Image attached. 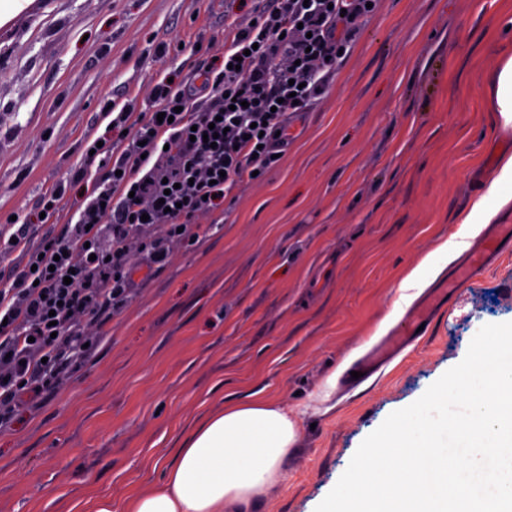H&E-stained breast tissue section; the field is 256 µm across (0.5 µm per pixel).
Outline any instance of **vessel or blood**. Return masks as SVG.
Returning <instances> with one entry per match:
<instances>
[{"label": "vessel or blood", "instance_id": "obj_1", "mask_svg": "<svg viewBox=\"0 0 512 512\" xmlns=\"http://www.w3.org/2000/svg\"><path fill=\"white\" fill-rule=\"evenodd\" d=\"M512 250V225L492 224L486 233L462 256L448 276L447 287L430 293L415 304L405 315L412 326L428 325L434 311L450 305L457 288L492 266L506 251ZM414 341L413 336L390 332L377 342L353 365L354 371L372 376L397 357Z\"/></svg>", "mask_w": 512, "mask_h": 512}]
</instances>
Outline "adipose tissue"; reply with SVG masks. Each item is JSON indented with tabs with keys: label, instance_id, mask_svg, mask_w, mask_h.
<instances>
[{
	"label": "adipose tissue",
	"instance_id": "ef3b65f1",
	"mask_svg": "<svg viewBox=\"0 0 512 512\" xmlns=\"http://www.w3.org/2000/svg\"><path fill=\"white\" fill-rule=\"evenodd\" d=\"M298 434L297 416L276 402L224 406L187 438L164 484L128 497L121 512H244L278 478Z\"/></svg>",
	"mask_w": 512,
	"mask_h": 512
}]
</instances>
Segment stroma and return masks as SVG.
<instances>
[{"mask_svg":"<svg viewBox=\"0 0 512 512\" xmlns=\"http://www.w3.org/2000/svg\"><path fill=\"white\" fill-rule=\"evenodd\" d=\"M240 0H11L0 10V238L86 164L109 103L149 105L169 72L193 80L224 50ZM512 0H377L326 94L290 120L264 180L202 219L194 244L140 266L131 297L80 368L0 428V512H96L161 486L193 431L226 403L268 398L302 419L282 477L248 512H315L361 442L512 322V255L462 285L424 337L345 390L399 285L461 222L512 127L489 82L512 56ZM31 224L0 273L66 224Z\"/></svg>","mask_w":512,"mask_h":512,"instance_id":"1","label":"stroma"}]
</instances>
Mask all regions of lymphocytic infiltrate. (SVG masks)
<instances>
[{
    "label": "lymphocytic infiltrate",
    "instance_id": "obj_1",
    "mask_svg": "<svg viewBox=\"0 0 512 512\" xmlns=\"http://www.w3.org/2000/svg\"><path fill=\"white\" fill-rule=\"evenodd\" d=\"M369 2L253 0V23L225 29L223 58L198 82L156 83L141 119L120 109L96 168L70 174L91 186L70 222L0 275V426L79 368L88 338L77 316L105 325L131 295L135 260L165 265L168 242L195 240L200 216L223 209L243 179L268 174L289 116L325 94L373 15ZM211 130L212 145L202 140ZM154 226L162 236L149 235Z\"/></svg>",
    "mask_w": 512,
    "mask_h": 512
}]
</instances>
